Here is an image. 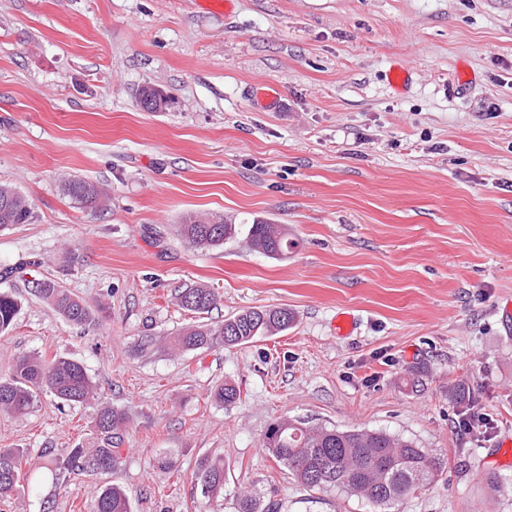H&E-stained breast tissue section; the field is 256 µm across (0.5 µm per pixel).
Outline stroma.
<instances>
[{"label":"stroma","instance_id":"stroma-1","mask_svg":"<svg viewBox=\"0 0 512 512\" xmlns=\"http://www.w3.org/2000/svg\"><path fill=\"white\" fill-rule=\"evenodd\" d=\"M395 65L411 73L400 90ZM144 88L159 111L141 108ZM70 177L102 187L103 208L65 196ZM0 184L32 208L0 228V291L21 300L0 370L34 352L83 364L99 403L130 416L109 480L133 512H235L254 485L278 512H374L265 452L282 418L384 430L443 459L399 512H512V460L490 454L512 433V0H0ZM190 212L280 224L300 245L279 259L240 238L195 248L175 232ZM45 277L98 325L38 298ZM196 283L218 296L207 321L254 306L296 321L241 346L136 355L138 337L194 321L174 294ZM341 313L353 334L337 335ZM228 380L231 406L210 396ZM454 387L478 397L486 434L459 431ZM90 421L48 392L0 411V448L38 466L0 512H92L107 479L41 468ZM166 454L173 469L155 463ZM206 455L226 467L218 502L194 479Z\"/></svg>","mask_w":512,"mask_h":512}]
</instances>
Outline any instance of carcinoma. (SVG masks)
Wrapping results in <instances>:
<instances>
[{"mask_svg":"<svg viewBox=\"0 0 512 512\" xmlns=\"http://www.w3.org/2000/svg\"><path fill=\"white\" fill-rule=\"evenodd\" d=\"M64 192L85 208L103 206V191L95 183L73 178L65 180ZM31 207L12 188L0 185V228L24 224ZM178 235L199 248H217L234 239L240 229L228 217L217 214H187L178 225ZM249 249L268 257L286 255L296 242L279 224L257 221L245 235ZM35 292L60 316L77 325H91L97 317L77 295L58 281L42 278L35 282ZM182 309L194 314L208 313L217 296L204 285L188 286L175 294ZM20 310V302L9 293H0V333L8 330ZM294 314L286 308L241 310L216 324L198 322L162 338L143 336L136 352L160 349L170 355L210 349L216 345L240 346L258 336H274L294 323ZM47 390L67 405L92 406L90 446H76L61 461L43 465L48 471L77 475H110L122 464L121 446L128 414L110 405H94L96 385L85 367L72 359L23 354L10 365L9 374L0 376V409L24 414L34 403L36 392ZM211 398L233 405L241 398L236 385L225 382L211 391ZM262 448L288 468L296 480L309 489H330L360 496L392 512L402 500L425 491L443 473L445 463L414 442L382 430H339L310 426L301 420L281 419L268 428ZM27 451L0 448V504L11 499L20 487ZM226 470L224 460L203 457L197 462L195 480L202 494L210 500L224 497ZM236 512H277L273 504L261 506L257 489L237 496ZM93 512H132L121 487L107 482L98 489Z\"/></svg>","mask_w":512,"mask_h":512,"instance_id":"1","label":"carcinoma"}]
</instances>
